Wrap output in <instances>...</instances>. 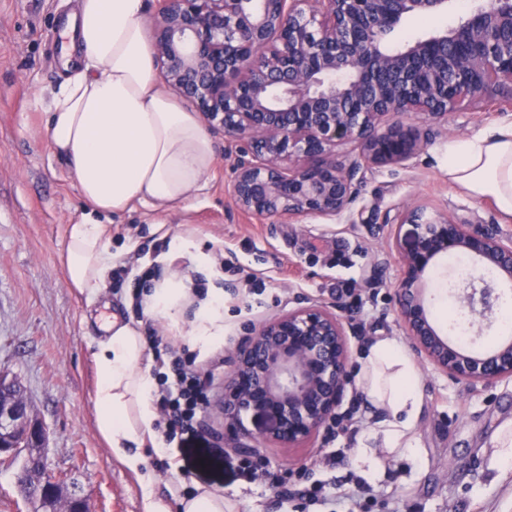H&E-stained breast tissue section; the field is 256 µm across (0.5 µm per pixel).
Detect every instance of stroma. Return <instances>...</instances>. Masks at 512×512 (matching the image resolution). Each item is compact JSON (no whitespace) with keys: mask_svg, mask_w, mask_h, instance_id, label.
<instances>
[{"mask_svg":"<svg viewBox=\"0 0 512 512\" xmlns=\"http://www.w3.org/2000/svg\"><path fill=\"white\" fill-rule=\"evenodd\" d=\"M75 0H0V370L17 376L47 429V470L78 478L91 512H143L136 475L112 455L94 415L93 353L101 327L112 315L136 313L129 295L134 278L109 281L93 297L71 288L62 257L65 230L88 206L55 158L45 131L44 104L65 74L61 31ZM512 123L493 106L463 103L433 123L432 141L409 161L372 167L361 174L349 209L334 219L274 223L241 210L232 193L234 159L223 132H212L216 165L186 209L162 214L135 207L110 217L112 253L119 263L156 265L160 280L186 290L171 316L153 326L174 346H188L200 360L219 359L223 373L207 388L208 410L199 445L165 452L143 451L146 472L161 496L199 488L231 501L233 512H310L304 501L276 508V491L248 482L237 455L225 444L224 372L231 369L248 328L294 307L297 300L342 302L349 333L351 375H358L367 342L397 339L415 349L397 315L399 245L415 225L384 223L386 213L421 206L434 216L473 224H499L512 235L493 204L477 201L448 181V145ZM191 241V253L166 248L168 240ZM224 295L222 341L192 339L205 297ZM424 406L414 436L418 453L371 447L383 462L375 475L356 460L359 437L368 433L375 409L367 397L347 391L343 407L359 403L361 421L337 429L334 443L317 436L297 449L269 444L261 455L281 471H307L340 492L366 487L358 506L336 512H512V465H504L499 438L512 422V383L472 389L452 383L417 361ZM343 449L335 467L321 460Z\"/></svg>","mask_w":512,"mask_h":512,"instance_id":"obj_1","label":"stroma"}]
</instances>
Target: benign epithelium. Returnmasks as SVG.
Wrapping results in <instances>:
<instances>
[{"label":"benign epithelium","instance_id":"benign-epithelium-1","mask_svg":"<svg viewBox=\"0 0 512 512\" xmlns=\"http://www.w3.org/2000/svg\"><path fill=\"white\" fill-rule=\"evenodd\" d=\"M449 0H161L153 21L155 56L167 84L195 103L235 142L233 194L240 208L278 223L343 214L358 174L401 164L428 144L431 131L396 112L448 116L468 97L506 99L512 112V0H479L457 25L399 50L387 36L410 14L448 9ZM352 145L353 158L336 148ZM385 224L419 232L401 255L399 317L415 350L434 371L472 388L512 382V340L475 351L435 326L423 285L444 256L462 253L476 267L512 282V238L496 224L431 219L415 206ZM465 317L495 321L497 284L473 274L454 291ZM344 308L318 301L249 327L224 381V433L235 451L256 455L268 441L297 448L335 416L349 380ZM0 370V455L15 441L45 444L46 429ZM269 426L250 434L241 416ZM40 495L64 512H90L81 489L62 475Z\"/></svg>","mask_w":512,"mask_h":512}]
</instances>
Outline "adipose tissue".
I'll return each mask as SVG.
<instances>
[{"instance_id": "obj_1", "label": "adipose tissue", "mask_w": 512, "mask_h": 512, "mask_svg": "<svg viewBox=\"0 0 512 512\" xmlns=\"http://www.w3.org/2000/svg\"><path fill=\"white\" fill-rule=\"evenodd\" d=\"M77 54L66 78L46 103V130L53 155L91 216L67 225L64 266L79 292L105 286L114 265L102 215L135 206L159 212L188 207L216 161L215 145L196 112L164 87L147 27L145 0H76L67 24ZM448 180L467 196L493 201L512 218V126L499 127L450 146ZM145 340L128 323L108 322L95 352L96 426L112 453L129 470L145 463L142 448L155 444L153 381L141 364ZM358 383L381 410L371 432L387 448H409L423 406L419 373L394 339L365 351ZM223 496L203 490L169 499L152 489L144 512H225Z\"/></svg>"}]
</instances>
